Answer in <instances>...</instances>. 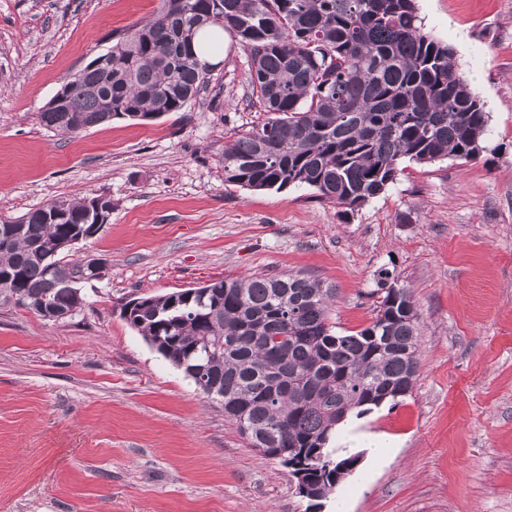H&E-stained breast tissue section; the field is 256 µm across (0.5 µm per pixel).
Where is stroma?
Instances as JSON below:
<instances>
[{
    "instance_id": "stroma-1",
    "label": "stroma",
    "mask_w": 512,
    "mask_h": 512,
    "mask_svg": "<svg viewBox=\"0 0 512 512\" xmlns=\"http://www.w3.org/2000/svg\"><path fill=\"white\" fill-rule=\"evenodd\" d=\"M158 0H0V216L112 198L77 256L106 262L86 304L48 321L0 308V512H308L287 468L120 315L135 297L301 271L336 289L358 331L395 269L418 311L411 391L354 418L394 441L323 512H512V0H416L489 116L476 160L402 161L356 211L312 189L224 182V147L265 115L232 37L210 87L153 121L75 135L39 124L58 89Z\"/></svg>"
}]
</instances>
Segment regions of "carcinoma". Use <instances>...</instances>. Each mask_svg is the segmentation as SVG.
<instances>
[{
  "label": "carcinoma",
  "instance_id": "obj_1",
  "mask_svg": "<svg viewBox=\"0 0 512 512\" xmlns=\"http://www.w3.org/2000/svg\"><path fill=\"white\" fill-rule=\"evenodd\" d=\"M219 26L247 54L264 122L224 147V183L254 191L304 186L360 209L396 182L403 159H476L488 117L453 49L422 31L414 0H159L110 49L61 86L64 111L39 122L76 134L113 118L154 120L183 110L208 85L196 37ZM107 195L58 198L17 217L0 247V308L45 317L73 306L80 262L60 244L104 225ZM379 312L350 334L329 323L335 289L303 273L224 278L206 288L141 297L123 318L224 405L253 447L305 463L319 497L351 460L328 444L336 423L401 397L418 372L417 311L389 268Z\"/></svg>",
  "mask_w": 512,
  "mask_h": 512
}]
</instances>
